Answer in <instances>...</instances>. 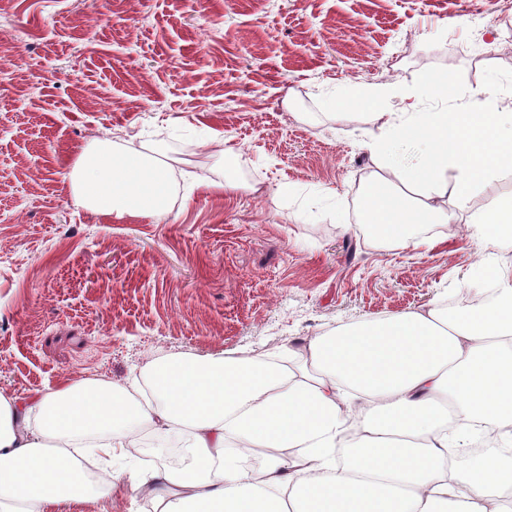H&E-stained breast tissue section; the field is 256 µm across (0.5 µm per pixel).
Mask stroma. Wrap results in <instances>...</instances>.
Here are the masks:
<instances>
[{"label": "stroma", "instance_id": "1", "mask_svg": "<svg viewBox=\"0 0 512 512\" xmlns=\"http://www.w3.org/2000/svg\"><path fill=\"white\" fill-rule=\"evenodd\" d=\"M512 113V0H0V394L122 385L151 359L303 351L362 319L472 297L464 222L405 250L356 235L372 124L336 95L436 74ZM172 159L161 221L75 204L90 141ZM234 164L225 167L223 154ZM122 484L56 512H153Z\"/></svg>", "mask_w": 512, "mask_h": 512}]
</instances>
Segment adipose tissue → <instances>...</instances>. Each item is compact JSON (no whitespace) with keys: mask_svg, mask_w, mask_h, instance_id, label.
Masks as SVG:
<instances>
[{"mask_svg":"<svg viewBox=\"0 0 512 512\" xmlns=\"http://www.w3.org/2000/svg\"><path fill=\"white\" fill-rule=\"evenodd\" d=\"M442 112H416L405 91L377 84L379 112L365 147L379 171L363 191L359 233L406 249L431 225L470 211L483 248L512 250V195L472 209L474 192L512 168V135L491 109L492 87L434 83ZM418 138L424 160L397 146ZM171 166L156 146L96 139L69 177L75 199L116 219L164 217ZM453 208H446V201ZM496 295L476 308L439 306L341 326L309 340L291 371L249 352L182 355L146 364V401L127 387L82 379L27 403L0 395V506L52 512L85 495L76 448L114 459L144 430L182 427L179 469L130 471L158 512H512V451L468 456L493 431L512 448V276L490 269ZM296 449L288 458L284 449Z\"/></svg>","mask_w":512,"mask_h":512,"instance_id":"ef3b65f1","label":"adipose tissue"}]
</instances>
